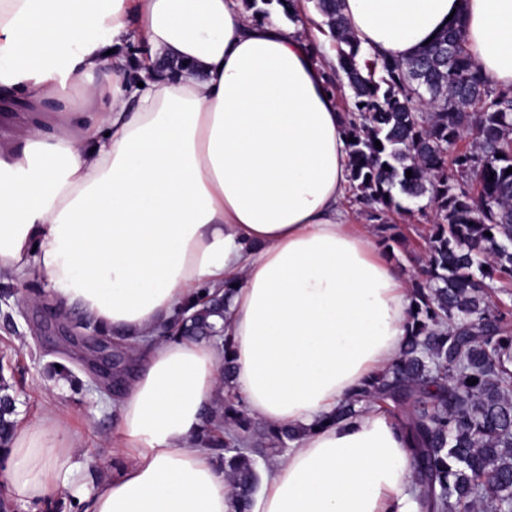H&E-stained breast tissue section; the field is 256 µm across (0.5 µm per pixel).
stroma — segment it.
<instances>
[{
	"label": "stroma",
	"instance_id": "stroma-1",
	"mask_svg": "<svg viewBox=\"0 0 512 512\" xmlns=\"http://www.w3.org/2000/svg\"><path fill=\"white\" fill-rule=\"evenodd\" d=\"M352 223L369 231L387 261L399 269L411 272L421 264L424 236L433 222V208L414 211L413 215L390 214L396 224L400 241L383 246L384 231L371 221L358 206L349 205ZM11 282L14 293L0 297V371L14 383L16 414L28 419L48 405L56 406L60 415L77 431L83 451L94 456L93 470L87 471L88 481L98 483L109 477L114 468L112 450L115 446V399L100 395L91 384L89 350L67 343L56 325L48 321L44 302L46 283L30 275L6 277L0 283ZM62 364L85 381L83 391H74L70 382L61 381L54 365Z\"/></svg>",
	"mask_w": 512,
	"mask_h": 512
}]
</instances>
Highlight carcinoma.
<instances>
[{"label": "carcinoma", "instance_id": "cac0c4a2", "mask_svg": "<svg viewBox=\"0 0 512 512\" xmlns=\"http://www.w3.org/2000/svg\"><path fill=\"white\" fill-rule=\"evenodd\" d=\"M257 1L265 15L276 6L300 20L296 0H250ZM315 7L336 50L327 82L348 89L343 118L354 201L383 226L388 214L410 211L407 201L424 199L434 209L426 257L410 281L400 355L355 388L333 421L372 409L392 420L408 445L420 512H512V301L491 302L512 284V93L484 79L459 19L401 61L361 47L341 0ZM465 132L472 141L461 148ZM190 307L191 320L176 317L155 338L221 343L229 378L226 304L207 292ZM12 390L0 373L1 463L14 429ZM298 438L293 428L256 430L229 393L197 445L224 465L247 512L261 467Z\"/></svg>", "mask_w": 512, "mask_h": 512}]
</instances>
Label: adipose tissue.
<instances>
[{"label":"adipose tissue","mask_w":512,"mask_h":512,"mask_svg":"<svg viewBox=\"0 0 512 512\" xmlns=\"http://www.w3.org/2000/svg\"><path fill=\"white\" fill-rule=\"evenodd\" d=\"M362 47L395 59L464 22L485 80L512 90V0H343ZM146 55L128 66L124 43ZM330 60L244 0H0V273L133 346L111 479L91 485L70 424L17 421L0 494L66 491L87 512H237L196 444L225 391L300 427L249 512H417L405 441L385 415L333 422L398 356L409 275L355 230ZM232 284L230 353L156 340L203 287ZM235 373L224 380L223 358Z\"/></svg>","instance_id":"adipose-tissue-1"}]
</instances>
